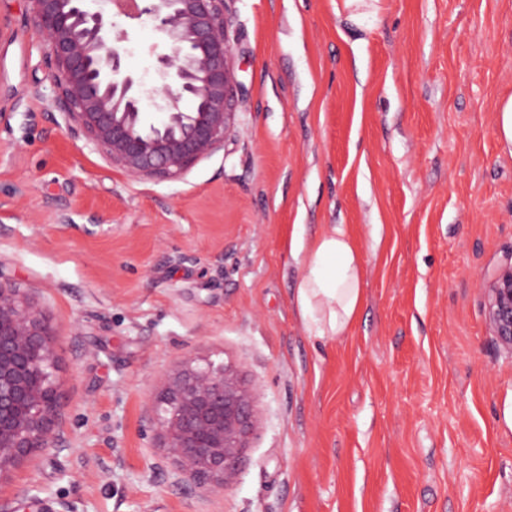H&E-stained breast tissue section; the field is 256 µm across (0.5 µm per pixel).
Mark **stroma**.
I'll return each instance as SVG.
<instances>
[{
  "label": "stroma",
  "mask_w": 512,
  "mask_h": 512,
  "mask_svg": "<svg viewBox=\"0 0 512 512\" xmlns=\"http://www.w3.org/2000/svg\"><path fill=\"white\" fill-rule=\"evenodd\" d=\"M225 14L240 90L223 147L134 178L71 133L26 0H0V273L54 332L66 440L0 482V512H512V356L480 288L512 253V0ZM119 24L127 71L161 84L154 21ZM297 224L345 225L364 257L345 336L298 313ZM189 358L260 388L221 494L184 480L151 421ZM498 131L502 150L512 155V96L498 107Z\"/></svg>",
  "instance_id": "35a3bbf8"
}]
</instances>
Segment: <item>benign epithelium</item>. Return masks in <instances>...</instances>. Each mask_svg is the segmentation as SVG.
<instances>
[{"instance_id":"1","label":"benign epithelium","mask_w":512,"mask_h":512,"mask_svg":"<svg viewBox=\"0 0 512 512\" xmlns=\"http://www.w3.org/2000/svg\"><path fill=\"white\" fill-rule=\"evenodd\" d=\"M26 2L71 132L127 175L178 179L224 146L236 89L226 0H147L143 7L133 0L132 9L119 11L156 22L160 86L125 71L129 33L99 8L100 0ZM147 101L161 121L145 112ZM481 288L490 335L512 356V255ZM53 369L48 321L29 295L0 278V480L38 450L62 446ZM258 399L235 365L189 358L164 377L154 406L162 447L185 477L221 493L238 480Z\"/></svg>"}]
</instances>
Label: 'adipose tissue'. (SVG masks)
<instances>
[{"label": "adipose tissue", "mask_w": 512, "mask_h": 512, "mask_svg": "<svg viewBox=\"0 0 512 512\" xmlns=\"http://www.w3.org/2000/svg\"><path fill=\"white\" fill-rule=\"evenodd\" d=\"M291 253L304 269L296 300L306 328L319 337L344 335L362 300V257L345 225H329L309 238L295 228Z\"/></svg>", "instance_id": "1"}]
</instances>
